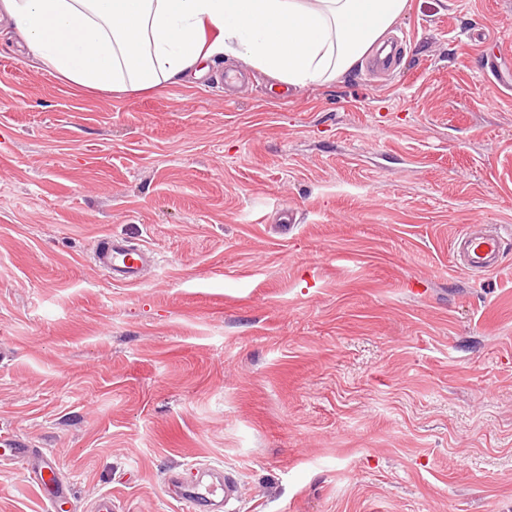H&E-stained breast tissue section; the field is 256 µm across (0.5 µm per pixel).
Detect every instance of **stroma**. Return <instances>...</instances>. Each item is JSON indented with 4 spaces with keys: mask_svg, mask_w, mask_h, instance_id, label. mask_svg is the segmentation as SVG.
Wrapping results in <instances>:
<instances>
[{
    "mask_svg": "<svg viewBox=\"0 0 512 512\" xmlns=\"http://www.w3.org/2000/svg\"><path fill=\"white\" fill-rule=\"evenodd\" d=\"M384 40L336 82L112 93L0 35V429L73 493L0 461V512H190L194 464L223 512H512V0H409ZM468 224L500 270L456 267ZM113 233L139 285L94 266ZM503 238L489 224H468L453 241L459 269L473 274L497 271L502 265ZM92 259L95 266L116 284L135 286L155 263V254L144 244L131 245L125 237L105 235L96 240ZM30 485L38 495L50 502L68 497L69 482L62 477L58 460L52 454L39 456Z\"/></svg>",
    "mask_w": 512,
    "mask_h": 512,
    "instance_id": "stroma-1",
    "label": "stroma"
}]
</instances>
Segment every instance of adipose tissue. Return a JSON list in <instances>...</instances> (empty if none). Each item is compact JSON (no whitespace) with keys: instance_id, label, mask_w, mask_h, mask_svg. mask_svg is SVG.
Segmentation results:
<instances>
[{"instance_id":"adipose-tissue-1","label":"adipose tissue","mask_w":512,"mask_h":512,"mask_svg":"<svg viewBox=\"0 0 512 512\" xmlns=\"http://www.w3.org/2000/svg\"><path fill=\"white\" fill-rule=\"evenodd\" d=\"M408 0H0V21L57 78L101 91L201 77L232 57L279 82L361 65Z\"/></svg>"}]
</instances>
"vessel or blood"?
<instances>
[{
	"instance_id": "obj_1",
	"label": "vessel or blood",
	"mask_w": 512,
	"mask_h": 512,
	"mask_svg": "<svg viewBox=\"0 0 512 512\" xmlns=\"http://www.w3.org/2000/svg\"><path fill=\"white\" fill-rule=\"evenodd\" d=\"M503 238L486 224H469L453 241V255L459 269L473 274L497 271L502 265ZM92 259L95 266L114 283L135 286L156 257L146 245H131L125 237L112 234L96 240ZM31 486L42 498L55 502L67 499L69 483L60 473L57 458L39 456Z\"/></svg>"
}]
</instances>
